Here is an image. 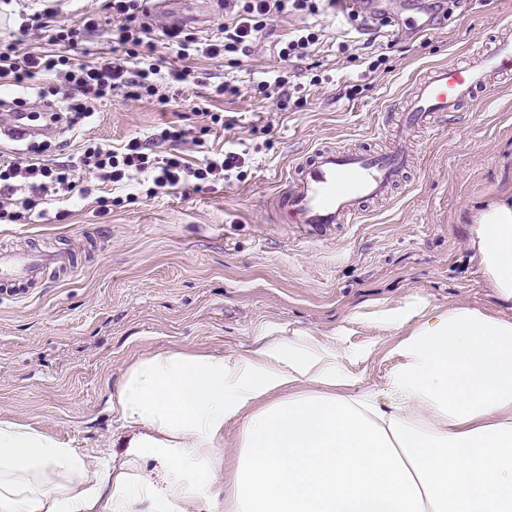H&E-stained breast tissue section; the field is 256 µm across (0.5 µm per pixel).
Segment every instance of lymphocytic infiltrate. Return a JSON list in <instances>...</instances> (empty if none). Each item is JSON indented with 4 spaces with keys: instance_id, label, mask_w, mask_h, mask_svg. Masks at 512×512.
I'll list each match as a JSON object with an SVG mask.
<instances>
[{
    "instance_id": "obj_1",
    "label": "lymphocytic infiltrate",
    "mask_w": 512,
    "mask_h": 512,
    "mask_svg": "<svg viewBox=\"0 0 512 512\" xmlns=\"http://www.w3.org/2000/svg\"><path fill=\"white\" fill-rule=\"evenodd\" d=\"M45 2L43 9L25 18L20 33L46 40L47 49L23 52L18 38L1 37L0 81L24 86L41 73L62 78L67 87L62 108L49 113L33 111L27 118L32 122L63 120L76 130L92 117L96 103L115 96L127 101L152 98L164 107L170 104L167 85L187 82L191 70L162 72L151 55L155 40L164 41L178 59L220 58L231 68L249 55L276 19L292 16L307 21L326 12L335 0H224V22L214 37L205 40L176 26L150 22L147 0H106V21L89 16L77 28L60 20L58 0ZM104 23L111 26L116 51L92 63L81 62L75 56L79 45L86 34ZM200 117L201 133L196 137L188 129L171 125L146 139L129 138L119 147L89 143L76 164L31 155L0 164V224L30 219L47 198L58 193L90 194L95 182L111 184L120 192L134 181L145 186L146 197L153 198L193 180H229L235 170L245 167V153L209 151L193 164L180 149L187 141L202 146V134L224 121L223 115L207 110Z\"/></svg>"
}]
</instances>
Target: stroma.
I'll return each instance as SVG.
<instances>
[{"instance_id": "1", "label": "stroma", "mask_w": 512, "mask_h": 512, "mask_svg": "<svg viewBox=\"0 0 512 512\" xmlns=\"http://www.w3.org/2000/svg\"><path fill=\"white\" fill-rule=\"evenodd\" d=\"M162 23L202 38L224 20L220 0H163ZM326 35L307 59L283 64L274 46L303 19H278L237 67L191 60L211 84L234 80L239 98H212L197 83L169 85L176 106L120 98L96 104L81 133L60 124L46 135L64 156L83 140L119 145L169 123L198 125L192 106L234 118L206 138L213 149L243 143L241 179L204 183L100 214L98 196L53 200L34 223L0 224V249L71 252L73 268L19 288L0 287V418L14 419L87 454L123 458L111 403L127 367L166 350L252 354L271 338L337 345L364 388L379 389L410 332L388 310L424 298L431 313L466 305L512 316L474 257L469 229L477 204L512 193V79L491 78L466 111L415 144L412 170L390 198L368 204L335 236H306L279 223L273 200L297 162L320 146L374 150L394 137L395 106L427 69L465 59L474 40L512 37V0H463L436 34L368 24L348 53L336 34L345 14L323 20ZM389 70L371 74L370 58ZM306 86L302 107L278 110L253 91L278 70ZM321 82L310 85L311 74ZM359 85L350 97L346 88ZM69 209L66 220L56 213Z\"/></svg>"}]
</instances>
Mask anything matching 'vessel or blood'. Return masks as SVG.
<instances>
[{"instance_id": "vessel-or-blood-1", "label": "vessel or blood", "mask_w": 512, "mask_h": 512, "mask_svg": "<svg viewBox=\"0 0 512 512\" xmlns=\"http://www.w3.org/2000/svg\"><path fill=\"white\" fill-rule=\"evenodd\" d=\"M342 2L376 22L389 14L383 0ZM493 73L512 74V43L474 42L464 63L437 66L416 79L398 113V133L386 150L316 148L295 166L293 178L276 195L283 222L322 238L341 225L354 223L365 204L387 197L405 180L412 133L430 135L447 115L468 107ZM65 261L60 253L4 255L0 257V280L32 282L47 268Z\"/></svg>"}]
</instances>
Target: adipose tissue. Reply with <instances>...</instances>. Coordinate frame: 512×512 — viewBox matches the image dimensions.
<instances>
[{"instance_id": "obj_1", "label": "adipose tissue", "mask_w": 512, "mask_h": 512, "mask_svg": "<svg viewBox=\"0 0 512 512\" xmlns=\"http://www.w3.org/2000/svg\"><path fill=\"white\" fill-rule=\"evenodd\" d=\"M470 237L490 288L512 303V197L476 210ZM426 307H405L418 325L379 393L358 388L339 349L280 339L252 357L132 363L112 404L136 433L119 461L0 419V512H130L138 499L178 512L209 491L234 420L224 512H512V318ZM149 458L163 487L136 479ZM240 434V423H230L224 429V444L219 448L221 454L224 455L225 470L230 466L237 456L240 448H237L238 439Z\"/></svg>"}]
</instances>
